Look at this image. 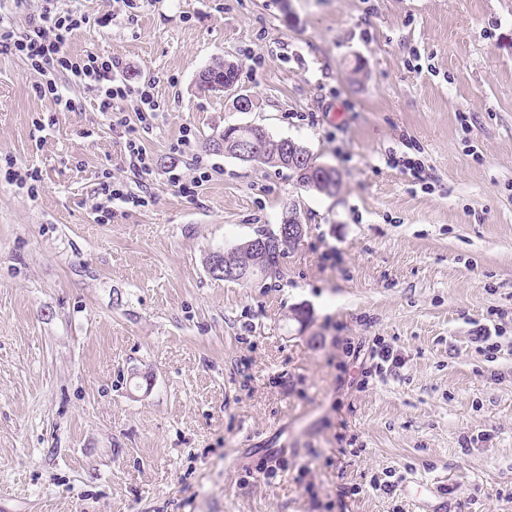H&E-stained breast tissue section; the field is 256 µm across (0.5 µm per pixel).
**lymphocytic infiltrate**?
<instances>
[{
  "label": "lymphocytic infiltrate",
  "instance_id": "f902f5d3",
  "mask_svg": "<svg viewBox=\"0 0 512 512\" xmlns=\"http://www.w3.org/2000/svg\"><path fill=\"white\" fill-rule=\"evenodd\" d=\"M86 22V16L80 11L61 13L56 11L54 0H43L41 10L30 16L23 30H15L9 22L0 20V47L24 59L28 69L39 78L37 88L41 96L56 106L72 108V101L64 95L63 84L75 79L97 91L98 110L110 118L113 127H128L129 119L122 104L129 98L137 99L139 112L157 111L159 104L153 85L135 88L116 80L115 75L121 66L119 60L92 53L78 58L68 52L72 36ZM123 154L131 180L105 185L102 192L109 201L138 207L145 202L143 194L152 173V161L140 140L134 136L126 138Z\"/></svg>",
  "mask_w": 512,
  "mask_h": 512
}]
</instances>
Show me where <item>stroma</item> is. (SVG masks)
Listing matches in <instances>:
<instances>
[{"instance_id":"1","label":"stroma","mask_w":512,"mask_h":512,"mask_svg":"<svg viewBox=\"0 0 512 512\" xmlns=\"http://www.w3.org/2000/svg\"><path fill=\"white\" fill-rule=\"evenodd\" d=\"M55 5L89 18L71 54L155 86L151 197L100 223L123 137L0 50V512H417L371 488L388 470L512 512V0ZM218 58L252 111L198 87ZM233 124L301 143L337 194L209 151ZM291 200L308 232L279 278L211 276ZM274 448L287 471L261 472Z\"/></svg>"}]
</instances>
